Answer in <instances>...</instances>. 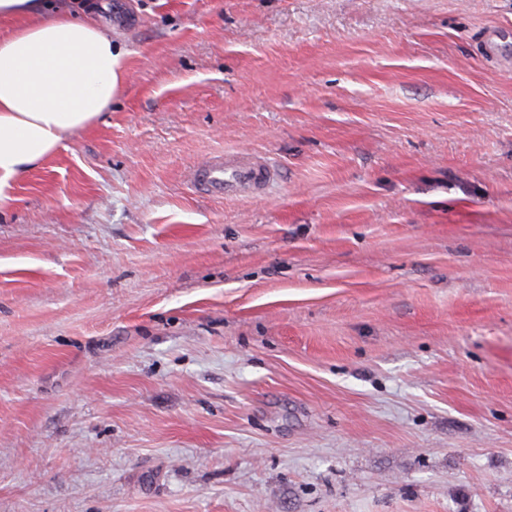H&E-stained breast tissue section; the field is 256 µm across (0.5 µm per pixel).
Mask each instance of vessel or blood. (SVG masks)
Masks as SVG:
<instances>
[{"instance_id":"obj_1","label":"vessel or blood","mask_w":512,"mask_h":512,"mask_svg":"<svg viewBox=\"0 0 512 512\" xmlns=\"http://www.w3.org/2000/svg\"><path fill=\"white\" fill-rule=\"evenodd\" d=\"M275 176L268 158L232 151L193 166L188 180L196 191L224 200L259 195Z\"/></svg>"}]
</instances>
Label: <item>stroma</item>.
<instances>
[{
  "mask_svg": "<svg viewBox=\"0 0 512 512\" xmlns=\"http://www.w3.org/2000/svg\"><path fill=\"white\" fill-rule=\"evenodd\" d=\"M80 2L124 83L0 203V512H512V0ZM275 176L276 171L268 158L232 151L193 166L188 180L196 191L224 200L259 195Z\"/></svg>",
  "mask_w": 512,
  "mask_h": 512,
  "instance_id": "35a3bbf8",
  "label": "stroma"
}]
</instances>
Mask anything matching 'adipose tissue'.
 <instances>
[{
  "label": "adipose tissue",
  "instance_id": "adipose-tissue-1",
  "mask_svg": "<svg viewBox=\"0 0 512 512\" xmlns=\"http://www.w3.org/2000/svg\"><path fill=\"white\" fill-rule=\"evenodd\" d=\"M27 21L0 37V203L12 181L110 109L123 72L94 19L49 11L45 0H0Z\"/></svg>",
  "mask_w": 512,
  "mask_h": 512
}]
</instances>
